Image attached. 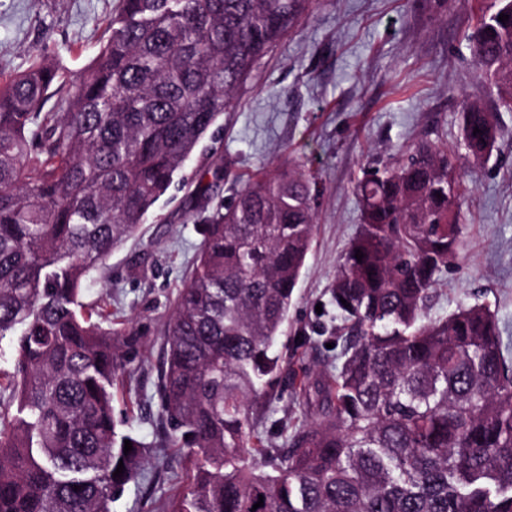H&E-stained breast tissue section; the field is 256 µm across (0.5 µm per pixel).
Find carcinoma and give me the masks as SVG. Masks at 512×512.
<instances>
[{
  "instance_id": "cac0c4a2",
  "label": "carcinoma",
  "mask_w": 512,
  "mask_h": 512,
  "mask_svg": "<svg viewBox=\"0 0 512 512\" xmlns=\"http://www.w3.org/2000/svg\"><path fill=\"white\" fill-rule=\"evenodd\" d=\"M483 2L467 40L494 109L462 101L464 151L426 141L355 182L362 224L330 285L342 348L335 372L301 382L317 419L284 448L260 425L316 230L302 165L260 169L200 225L163 331L164 437L118 431L115 391L138 338L103 327L83 295L314 0H119L109 40L71 83L36 61L0 82V338L17 337L0 371V512H111L150 449L170 444L192 479L162 512H512V363L497 314L475 303L425 316L459 262L461 160L487 162L496 112H512V0ZM55 95L65 111H43Z\"/></svg>"
}]
</instances>
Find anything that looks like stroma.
<instances>
[{"instance_id": "obj_1", "label": "stroma", "mask_w": 512, "mask_h": 512, "mask_svg": "<svg viewBox=\"0 0 512 512\" xmlns=\"http://www.w3.org/2000/svg\"><path fill=\"white\" fill-rule=\"evenodd\" d=\"M118 0H0V71L42 58L72 79L110 36ZM481 0H317L257 66L226 113L147 218L141 238L109 257L106 278L85 300L100 304L113 326L137 330L127 365L133 382L114 403L122 432L153 441L158 413L153 383L161 360V330L201 242L199 224L234 195L218 182L207 206L192 203L199 172L213 162L250 174L292 157L315 177L319 193L313 248L294 294L285 343L292 362L319 371L336 362L331 344L335 312L329 288L336 265L361 222L353 191L369 163L388 160L395 147L459 139L463 99L493 103L495 92L473 76L465 35ZM501 137L482 167L463 166L472 188L461 269L442 274L429 319L460 305L485 303L497 313L512 360V112L497 115ZM275 422L264 433L283 446V426L311 422L297 382L283 376ZM184 452L156 449L112 512H158L186 483Z\"/></svg>"}]
</instances>
